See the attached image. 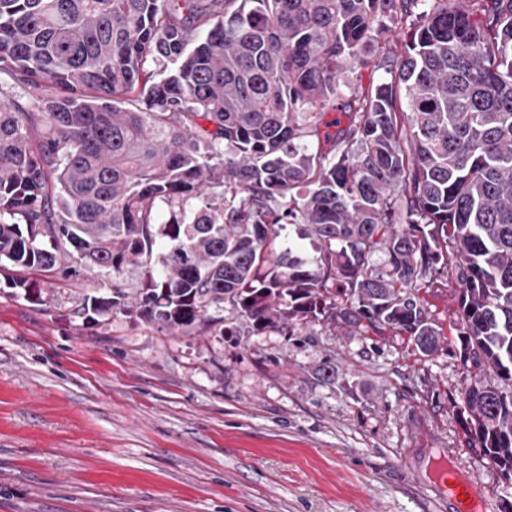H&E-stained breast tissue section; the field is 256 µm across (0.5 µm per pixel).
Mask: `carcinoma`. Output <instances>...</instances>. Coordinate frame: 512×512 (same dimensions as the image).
I'll list each match as a JSON object with an SVG mask.
<instances>
[{
    "instance_id": "obj_1",
    "label": "carcinoma",
    "mask_w": 512,
    "mask_h": 512,
    "mask_svg": "<svg viewBox=\"0 0 512 512\" xmlns=\"http://www.w3.org/2000/svg\"><path fill=\"white\" fill-rule=\"evenodd\" d=\"M390 27L391 80H345ZM0 76L6 285L43 305L18 272L94 274L89 321H325L424 358L448 287L451 404L512 486V0H0ZM424 297L431 318L436 325L442 327L448 337L449 327L454 321V305L450 300L448 288H434L430 290L429 295Z\"/></svg>"
}]
</instances>
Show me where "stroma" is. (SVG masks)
<instances>
[{
    "label": "stroma",
    "mask_w": 512,
    "mask_h": 512,
    "mask_svg": "<svg viewBox=\"0 0 512 512\" xmlns=\"http://www.w3.org/2000/svg\"><path fill=\"white\" fill-rule=\"evenodd\" d=\"M32 278L43 304L0 289V512H446L414 458L501 501L450 403L458 343L426 359L317 321L232 337L91 322L97 280Z\"/></svg>",
    "instance_id": "stroma-1"
}]
</instances>
